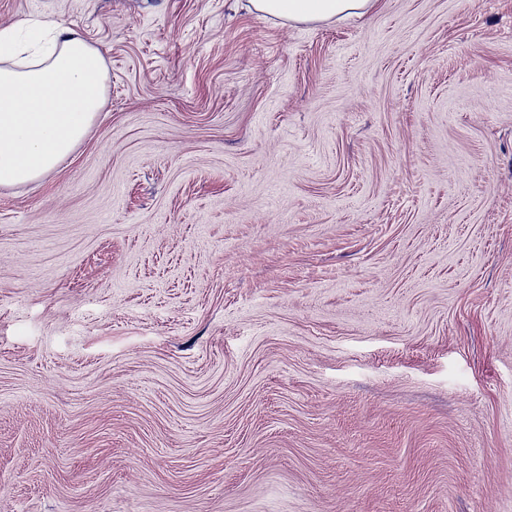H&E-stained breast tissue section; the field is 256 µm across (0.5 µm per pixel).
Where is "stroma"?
Returning <instances> with one entry per match:
<instances>
[{"instance_id": "1", "label": "stroma", "mask_w": 512, "mask_h": 512, "mask_svg": "<svg viewBox=\"0 0 512 512\" xmlns=\"http://www.w3.org/2000/svg\"><path fill=\"white\" fill-rule=\"evenodd\" d=\"M100 47L0 188V512H512V0H0ZM380 0H249L253 12L288 22L320 23L348 17H363Z\"/></svg>"}]
</instances>
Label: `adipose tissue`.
<instances>
[{
  "label": "adipose tissue",
  "mask_w": 512,
  "mask_h": 512,
  "mask_svg": "<svg viewBox=\"0 0 512 512\" xmlns=\"http://www.w3.org/2000/svg\"><path fill=\"white\" fill-rule=\"evenodd\" d=\"M261 18L320 23L363 17L379 0H249ZM102 51L73 25L49 21L20 36L0 26V187L39 180L89 133L105 103Z\"/></svg>",
  "instance_id": "1"
}]
</instances>
